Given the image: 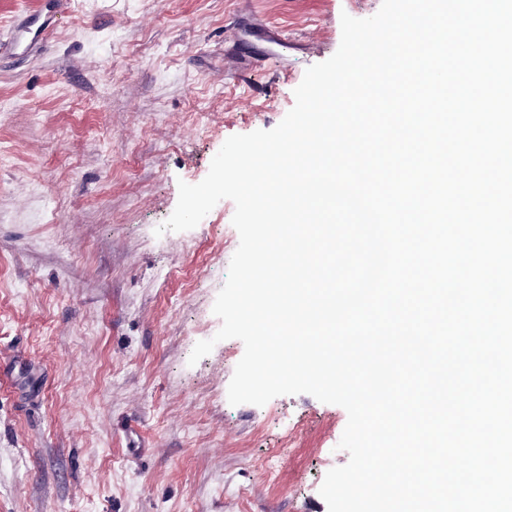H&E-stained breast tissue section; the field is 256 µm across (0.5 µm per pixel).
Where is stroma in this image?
Instances as JSON below:
<instances>
[{
	"label": "stroma",
	"mask_w": 512,
	"mask_h": 512,
	"mask_svg": "<svg viewBox=\"0 0 512 512\" xmlns=\"http://www.w3.org/2000/svg\"><path fill=\"white\" fill-rule=\"evenodd\" d=\"M381 3L71 0L45 50L0 56V512H328L345 409L230 405L237 339L188 363L234 203L154 230Z\"/></svg>",
	"instance_id": "stroma-1"
}]
</instances>
